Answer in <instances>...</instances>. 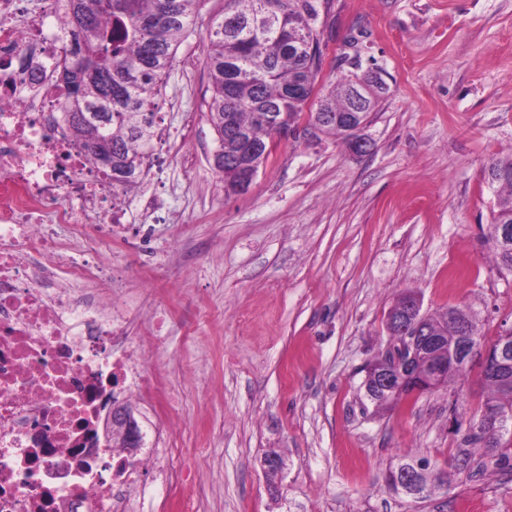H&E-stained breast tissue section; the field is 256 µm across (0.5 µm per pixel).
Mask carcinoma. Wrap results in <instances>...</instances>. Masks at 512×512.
Masks as SVG:
<instances>
[{
	"label": "carcinoma",
	"instance_id": "cac0c4a2",
	"mask_svg": "<svg viewBox=\"0 0 512 512\" xmlns=\"http://www.w3.org/2000/svg\"><path fill=\"white\" fill-rule=\"evenodd\" d=\"M299 0H225L224 14L207 31L210 50L204 58L211 81L208 119L222 162L217 170L224 193L239 194L244 172L259 169L270 156V142L295 134L309 104L307 126L329 125L327 134L341 135L349 144L361 138L347 120L354 105L351 78L328 88L318 85L320 38L317 28H329L315 0H304L307 14L296 11ZM204 0H61L70 43L59 58L50 86L64 94L70 106L69 134L92 157L101 172L120 186L136 184L145 154L156 133L164 78L175 56L179 37L191 30ZM490 185L507 190L497 199L490 225L494 235L512 226V154L493 158L483 170ZM470 320L484 343L478 314L469 306H452L429 316L428 327L455 342L448 311ZM490 393L480 414L512 419V373L507 380L486 377ZM480 444L484 465L512 476V429L479 422L462 440Z\"/></svg>",
	"mask_w": 512,
	"mask_h": 512
}]
</instances>
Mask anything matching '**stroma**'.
Segmentation results:
<instances>
[{"mask_svg": "<svg viewBox=\"0 0 512 512\" xmlns=\"http://www.w3.org/2000/svg\"><path fill=\"white\" fill-rule=\"evenodd\" d=\"M205 0L176 50L157 122L162 165L122 196L112 295L124 335L148 339L169 396L175 462L199 512H512V481L457 470L477 374L389 413L363 397L404 291L425 311L468 304L488 338L512 323V274L489 256L497 195L483 169L512 153V0H331L326 73L378 70L389 87L362 134L277 144L248 194L226 196L203 36ZM283 451L268 482L261 460ZM448 473L417 499L388 488L407 456Z\"/></svg>", "mask_w": 512, "mask_h": 512, "instance_id": "obj_1", "label": "stroma"}]
</instances>
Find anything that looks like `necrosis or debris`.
Returning a JSON list of instances; mask_svg holds the SVG:
<instances>
[{
	"label": "necrosis or debris",
	"instance_id": "necrosis-or-debris-1",
	"mask_svg": "<svg viewBox=\"0 0 512 512\" xmlns=\"http://www.w3.org/2000/svg\"><path fill=\"white\" fill-rule=\"evenodd\" d=\"M19 2L0 0V512H127L150 475L162 484L155 512H194L168 444L132 455L100 432L113 406L153 403L159 386L144 346L115 355L110 295L56 284L60 271L101 279L104 227L124 211L45 91L66 40L58 0L25 16ZM52 224L68 225L89 260L67 261Z\"/></svg>",
	"mask_w": 512,
	"mask_h": 512
}]
</instances>
